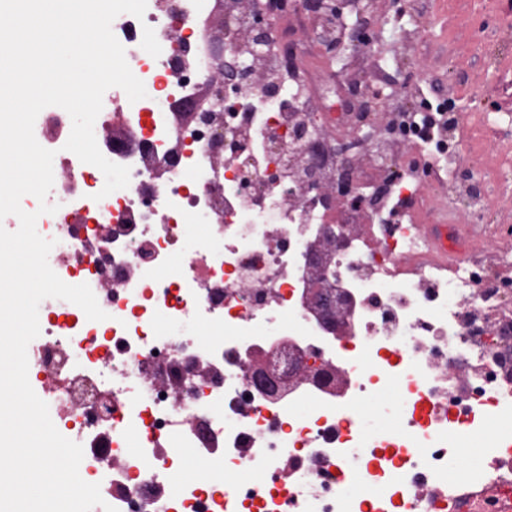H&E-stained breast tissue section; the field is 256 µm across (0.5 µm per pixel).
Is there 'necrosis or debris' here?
Instances as JSON below:
<instances>
[{
	"label": "necrosis or debris",
	"mask_w": 512,
	"mask_h": 512,
	"mask_svg": "<svg viewBox=\"0 0 512 512\" xmlns=\"http://www.w3.org/2000/svg\"><path fill=\"white\" fill-rule=\"evenodd\" d=\"M277 2L288 24L266 79L229 90V112L214 95L223 66L198 65L221 0H147L143 18L114 19L147 92L95 121L113 126L99 148L129 167L127 188L100 197L103 173L64 148L69 114L40 113L58 210L36 228L55 242V273L88 284L108 318L43 300L28 377L72 441L104 442L79 472L117 512H468L450 493L459 470L512 490L500 437L472 463L448 442L484 433L490 414L512 429V226L449 211L461 252L442 257L436 226L418 220L432 182L421 157L391 158L421 170L407 224L379 205L330 209L336 158L315 194L297 161L275 162L289 130L329 137L360 121L349 97L317 96L328 71L300 52L310 28L338 40L337 23ZM147 26L159 57L141 47ZM287 71L305 94L262 93ZM395 384L397 428L368 432L365 408ZM355 447L360 466L343 468Z\"/></svg>",
	"instance_id": "obj_1"
}]
</instances>
